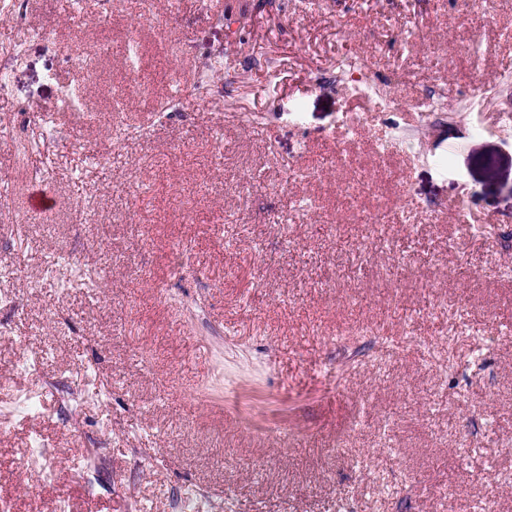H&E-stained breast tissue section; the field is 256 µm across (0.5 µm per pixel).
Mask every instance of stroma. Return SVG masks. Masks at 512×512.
<instances>
[{
	"label": "stroma",
	"instance_id": "obj_1",
	"mask_svg": "<svg viewBox=\"0 0 512 512\" xmlns=\"http://www.w3.org/2000/svg\"><path fill=\"white\" fill-rule=\"evenodd\" d=\"M23 12H0V46L22 45L0 95L14 512H479L489 492L512 512V0L480 33L467 0ZM132 37L136 67L97 53ZM347 59L407 105L400 132L339 80ZM48 109L36 212L18 148ZM366 174L397 221L338 245Z\"/></svg>",
	"mask_w": 512,
	"mask_h": 512
}]
</instances>
